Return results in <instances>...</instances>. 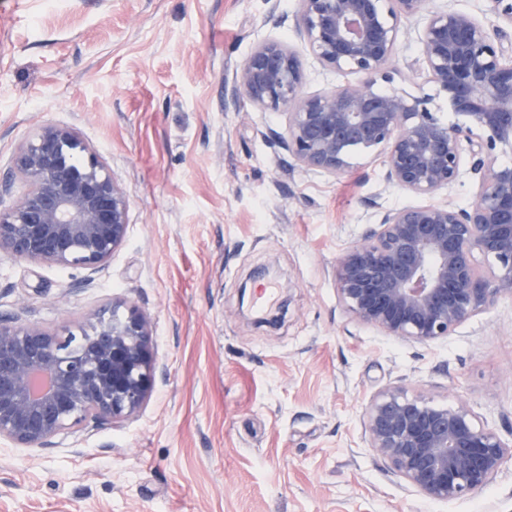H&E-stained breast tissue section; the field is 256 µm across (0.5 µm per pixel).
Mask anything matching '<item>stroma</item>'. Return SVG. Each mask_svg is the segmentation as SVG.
Wrapping results in <instances>:
<instances>
[{
	"mask_svg": "<svg viewBox=\"0 0 512 512\" xmlns=\"http://www.w3.org/2000/svg\"><path fill=\"white\" fill-rule=\"evenodd\" d=\"M298 0H0V206L13 157L45 123L74 129L130 202L125 243L87 275L0 259V316L56 328L115 299L151 318L155 381L139 413L61 436L0 441V512H512V461L479 495L432 501L368 446L363 416L388 386L466 400L512 439V300L430 344L380 335L341 307L336 259L374 223L365 200L418 204L384 186L373 152L338 178L293 168L285 117L234 94L261 41L299 56L303 90L344 82L292 26ZM398 49L392 87L446 97ZM263 267L274 280L256 278ZM275 285L273 328L240 288Z\"/></svg>",
	"mask_w": 512,
	"mask_h": 512,
	"instance_id": "35a3bbf8",
	"label": "stroma"
}]
</instances>
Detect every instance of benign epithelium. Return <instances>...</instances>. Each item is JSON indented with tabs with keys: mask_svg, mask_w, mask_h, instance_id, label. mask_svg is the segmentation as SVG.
Listing matches in <instances>:
<instances>
[{
	"mask_svg": "<svg viewBox=\"0 0 512 512\" xmlns=\"http://www.w3.org/2000/svg\"><path fill=\"white\" fill-rule=\"evenodd\" d=\"M488 26L471 13L428 0H299L296 31L325 67L351 77L332 90L303 92L297 54L276 40L256 45L235 91L286 118L279 142L292 166L339 176L356 150L381 156L384 183L427 199L384 209L336 260L339 302L351 319L384 336L429 343L512 299V0H484ZM421 25L416 75L448 98L458 120H442L430 99L376 88ZM88 148L76 132L41 126L14 157L23 186L0 208V256L94 273L124 243L129 201L104 162L70 164ZM470 165H462L463 150ZM470 174L474 203L436 197ZM49 386L35 392L37 378ZM155 379L151 319L123 300L93 311L74 333L0 317V440L53 448L89 423H121L146 403ZM369 448L423 497L454 501L481 494L512 460L507 442L469 403L436 402L423 390L391 386L364 413Z\"/></svg>",
	"mask_w": 512,
	"mask_h": 512,
	"instance_id": "benign-epithelium-1",
	"label": "benign epithelium"
}]
</instances>
